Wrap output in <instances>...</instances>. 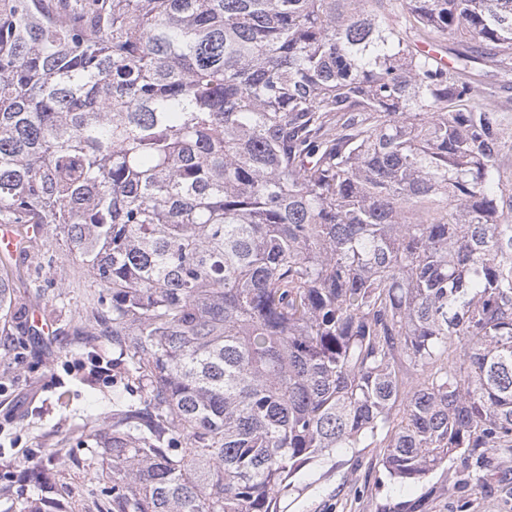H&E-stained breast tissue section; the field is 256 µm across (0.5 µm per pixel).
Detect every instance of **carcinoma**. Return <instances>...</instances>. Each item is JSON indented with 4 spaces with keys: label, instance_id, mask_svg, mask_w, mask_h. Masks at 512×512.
I'll use <instances>...</instances> for the list:
<instances>
[{
    "label": "carcinoma",
    "instance_id": "obj_1",
    "mask_svg": "<svg viewBox=\"0 0 512 512\" xmlns=\"http://www.w3.org/2000/svg\"><path fill=\"white\" fill-rule=\"evenodd\" d=\"M451 39L450 66L423 50ZM483 59L512 67V0H0V224L67 238L136 387L106 512H278L336 448L402 483L512 448Z\"/></svg>",
    "mask_w": 512,
    "mask_h": 512
}]
</instances>
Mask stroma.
Returning a JSON list of instances; mask_svg holds the SVG:
<instances>
[{
    "mask_svg": "<svg viewBox=\"0 0 512 512\" xmlns=\"http://www.w3.org/2000/svg\"><path fill=\"white\" fill-rule=\"evenodd\" d=\"M489 104L512 113V74L478 64ZM15 310L40 313L53 333L35 326L0 331V512H20L38 494L15 482L29 454L52 474L59 499L81 512L103 500L99 432L112 425V346L87 345L91 307L102 292L62 235L49 232L26 253L0 254ZM378 448H339L295 476L279 512H512V451L484 448L455 457L416 483L391 479Z\"/></svg>",
    "mask_w": 512,
    "mask_h": 512,
    "instance_id": "stroma-1",
    "label": "stroma"
}]
</instances>
